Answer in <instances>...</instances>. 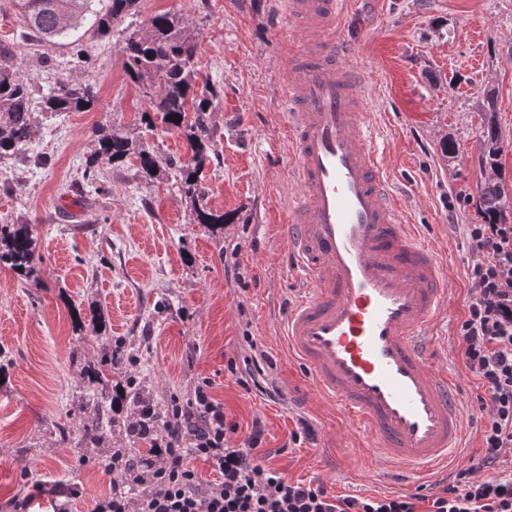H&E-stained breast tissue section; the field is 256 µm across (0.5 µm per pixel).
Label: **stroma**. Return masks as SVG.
Segmentation results:
<instances>
[{"instance_id": "obj_1", "label": "stroma", "mask_w": 512, "mask_h": 512, "mask_svg": "<svg viewBox=\"0 0 512 512\" xmlns=\"http://www.w3.org/2000/svg\"><path fill=\"white\" fill-rule=\"evenodd\" d=\"M178 13L197 42L199 84L217 92L212 161L198 174L223 225L192 221L180 176L156 178L136 161L104 168L99 187L83 177L96 129H123L160 154L187 158L184 136L149 129L142 88L124 68L122 47L151 17ZM348 40L367 87L368 120L411 223L450 265L452 299L438 325L453 336L471 300L473 264L464 227L481 221L482 103L493 93L512 181V0H358L336 28ZM298 33L275 20L273 0H141L138 11L101 37L72 46L28 38L13 0H0V41L35 97L63 79L95 85L87 112L49 116L33 106L34 135L22 154L0 161V224L31 225L40 283L0 268V347L12 360L0 380V512L27 500L52 512L74 488L73 512H92L112 491L81 419L90 370L111 349L117 373L143 381L158 400L186 404L197 386L223 403L242 444L253 420L265 427L270 465L288 479L335 494L383 488L371 449L315 394L305 371L277 349L274 307L296 296L279 224L297 188L289 177L287 117L279 88ZM456 152L444 156V144ZM448 372L464 406L468 446L479 458L485 420L478 382L457 353ZM315 442L292 438L298 419Z\"/></svg>"}]
</instances>
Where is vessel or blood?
Returning a JSON list of instances; mask_svg holds the SVG:
<instances>
[{
    "label": "vessel or blood",
    "mask_w": 512,
    "mask_h": 512,
    "mask_svg": "<svg viewBox=\"0 0 512 512\" xmlns=\"http://www.w3.org/2000/svg\"><path fill=\"white\" fill-rule=\"evenodd\" d=\"M300 34L280 98L298 192L281 227L306 279L282 315V353L302 365L383 473L428 478L464 446L461 403L437 354L448 263L403 215L367 122L348 42L351 0H280Z\"/></svg>",
    "instance_id": "1"
}]
</instances>
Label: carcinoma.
I'll return each mask as SVG.
<instances>
[{"label":"carcinoma","instance_id":"carcinoma-1","mask_svg":"<svg viewBox=\"0 0 512 512\" xmlns=\"http://www.w3.org/2000/svg\"><path fill=\"white\" fill-rule=\"evenodd\" d=\"M20 20L27 30L42 41L54 43L65 39L85 24L100 34H106L117 23L136 11L140 0H13ZM123 53L128 76L138 84L149 101L142 113L149 126L160 122L163 128L178 130L191 151L189 163L163 156L146 147L128 133L109 130L98 135V147L90 159L85 178L99 181L101 168L120 165L134 157L146 175L174 171L181 176V191L190 204L192 223L222 224L224 214L207 208L205 191L197 180L198 170L207 162L214 136L210 116L214 110V90L204 88L195 93L199 72L194 59L197 43L189 35L182 17L176 13H161L149 20V25L135 31L125 41ZM32 90L9 60V52L0 46V159L22 153L31 142L34 130ZM97 101L91 83L63 79L44 98V110L52 115L86 112ZM485 124L481 148L482 166L496 171L500 166L502 146L493 118L494 103L486 98ZM480 208L487 224H506L512 216V191L505 179L489 177L481 189ZM37 240L29 224H0V266H5L28 282L39 280ZM98 389L86 397L89 412L82 425V438L87 446L100 449L101 458L121 459L128 468L121 475L117 491L140 499L146 494L144 485L151 479L147 461L152 450L137 457L129 448H102L100 442L109 435L123 434L136 442L149 444L172 420L166 404L150 402L128 379L112 383V363L93 371ZM128 402L137 408L138 418L125 423L112 416L115 402Z\"/></svg>","mask_w":512,"mask_h":512}]
</instances>
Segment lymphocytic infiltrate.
Masks as SVG:
<instances>
[{"label":"lymphocytic infiltrate","instance_id":"obj_1","mask_svg":"<svg viewBox=\"0 0 512 512\" xmlns=\"http://www.w3.org/2000/svg\"><path fill=\"white\" fill-rule=\"evenodd\" d=\"M465 233L474 257L469 279L473 299L453 336L454 347L481 384L479 408L487 418L480 431L483 455L439 481L435 494L384 492L370 497L334 495L319 484L290 480L263 463L265 429L253 422L242 445L230 446L224 406L208 386L178 407L153 441L161 465L156 487L137 510L112 494L93 512H512V224H469ZM207 462L215 481L202 482L190 457Z\"/></svg>","mask_w":512,"mask_h":512}]
</instances>
